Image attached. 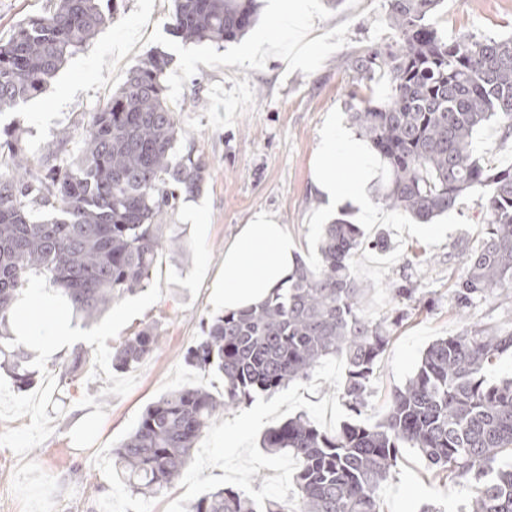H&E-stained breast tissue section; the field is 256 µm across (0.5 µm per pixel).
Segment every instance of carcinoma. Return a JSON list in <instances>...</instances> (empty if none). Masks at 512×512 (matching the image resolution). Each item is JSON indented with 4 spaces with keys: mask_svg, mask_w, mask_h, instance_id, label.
Returning a JSON list of instances; mask_svg holds the SVG:
<instances>
[{
    "mask_svg": "<svg viewBox=\"0 0 512 512\" xmlns=\"http://www.w3.org/2000/svg\"><path fill=\"white\" fill-rule=\"evenodd\" d=\"M112 0H56L0 40V112L42 93L67 59L112 21ZM172 31L189 41L230 42L257 17L256 0H173ZM395 40L354 58L357 80L387 76L376 103L348 92L352 123L386 169L378 189L387 208L422 223L480 194L486 236L467 253L454 283L463 312L490 295L512 293V165L493 167L474 154L476 131L498 122L512 131V37H444L433 22L442 0H386ZM169 57L147 53L122 87L91 116L77 153L30 155L18 137L0 144V369L20 391L35 383L34 353L10 346L11 311L31 274L42 275L75 315L95 321L112 303L145 288L158 255L178 245L162 215L198 195L208 164L176 151L181 127L165 96ZM8 151H3V148ZM364 244L357 224L325 226L314 267L296 266L288 287L264 303L200 324L184 356L202 374L224 377V398L202 387L164 394L112 450L122 482L158 495L187 465L195 444L230 406L310 377L320 361L344 358V405L361 414L390 323L367 318L351 260ZM146 327L112 355V369L140 367L159 345ZM512 356V332L472 323L423 353L394 389L375 424L348 421L323 431L302 415L268 428L262 448L298 462L297 508L232 488L209 491L189 512H380L379 491L415 448L430 471L471 486L466 512H512V378L489 381L490 366ZM90 360L79 347L60 366L74 381Z\"/></svg>",
    "mask_w": 512,
    "mask_h": 512,
    "instance_id": "1",
    "label": "carcinoma"
}]
</instances>
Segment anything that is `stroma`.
Instances as JSON below:
<instances>
[{
    "instance_id": "1",
    "label": "stroma",
    "mask_w": 512,
    "mask_h": 512,
    "mask_svg": "<svg viewBox=\"0 0 512 512\" xmlns=\"http://www.w3.org/2000/svg\"><path fill=\"white\" fill-rule=\"evenodd\" d=\"M270 2L258 0L255 24L237 40L218 45L173 35L172 0H119L112 22L69 59L42 94L0 114V131L15 128L28 153L50 148L75 153L77 134L91 114L142 57L158 50L171 60L165 85L184 131L178 148L194 149L209 163L200 194L163 217L179 247L163 251L152 270L160 299L107 342L108 347L118 346L151 325L161 338L159 349L137 368L138 380L125 396L103 395L105 377L93 380L85 372L57 387L52 399L62 412L53 418V433L23 458L0 446V512H22L11 483L23 459L58 480L56 512H187L190 502L223 485L259 500L287 503L295 494L296 462L288 455L267 454L260 446L263 433L299 414L327 431L351 420L340 396L345 364L330 357L307 379L225 409L197 443L180 478L162 494L132 493L112 473L113 448L148 405L170 390L198 384L223 396V377L201 376L185 363L184 354L200 334V320L224 310L215 289L224 248L239 227L255 212L266 211L286 224L303 261L317 263L325 220L313 178L324 129L333 119L351 123L346 109V93L356 86L351 59L394 39L385 21L386 0H342L333 10L324 0H315L303 24L293 30L268 27ZM434 21L448 38L468 31L487 37L512 35V0H443ZM258 36L265 51L248 59L247 47ZM298 41L312 47L300 63L292 51ZM359 89L381 100L388 82L378 75ZM473 150L489 165L512 164V136H504L498 123L476 133ZM373 208L380 220L367 225L357 209L345 211L347 220L362 224L366 239L382 233L391 241L389 251L365 246L352 259L355 276L367 290L364 315L398 320L360 415L368 424L382 418L390 392L413 374L434 340L459 333L470 319L495 329L512 328V298L483 299L468 318L452 299L465 250L478 248L485 236L477 194L463 196L453 211L428 224L378 201ZM406 283L416 289L410 302L394 293ZM87 394L101 396L105 419L98 442L79 449L69 432L88 414L79 405ZM470 495L468 486L433 479L421 457L409 449L383 484L380 506L382 512H426L431 506L462 512Z\"/></svg>"
}]
</instances>
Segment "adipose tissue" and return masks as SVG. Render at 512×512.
Masks as SVG:
<instances>
[{
	"label": "adipose tissue",
	"mask_w": 512,
	"mask_h": 512,
	"mask_svg": "<svg viewBox=\"0 0 512 512\" xmlns=\"http://www.w3.org/2000/svg\"><path fill=\"white\" fill-rule=\"evenodd\" d=\"M320 156L314 185L321 197L337 207L348 203L364 209L366 219L374 220V211L365 203L375 161L363 141L344 127H332L322 141ZM355 166L362 171L357 179L348 175ZM299 254L298 243L285 225L266 213H256L224 250L218 297L225 310L257 306L276 289L286 287Z\"/></svg>",
	"instance_id": "adipose-tissue-1"
}]
</instances>
